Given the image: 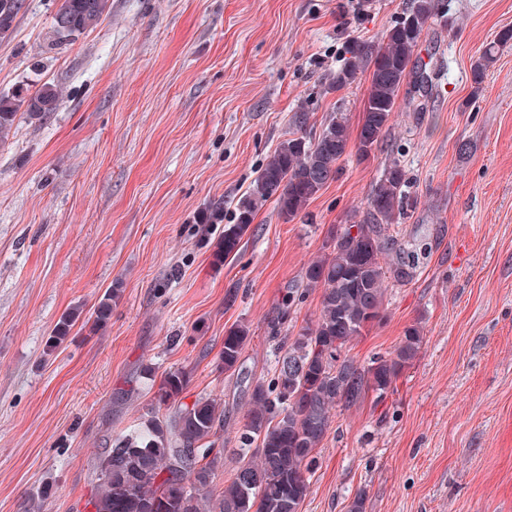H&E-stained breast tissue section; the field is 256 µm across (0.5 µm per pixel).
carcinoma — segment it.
<instances>
[{
  "label": "carcinoma",
  "mask_w": 512,
  "mask_h": 512,
  "mask_svg": "<svg viewBox=\"0 0 512 512\" xmlns=\"http://www.w3.org/2000/svg\"><path fill=\"white\" fill-rule=\"evenodd\" d=\"M23 0H0V39L8 37ZM64 23L53 22L49 39L68 44L95 28L108 0H64ZM439 0H410L400 21L376 46L363 40L348 43L350 57L328 74L329 89L337 92L356 82L362 68L370 69V87L356 136L358 160L364 161L387 133L401 85L412 77L422 89L432 87L425 70L413 60L418 43L440 14ZM512 43V29L490 43L472 65V81L480 90L488 67L499 50ZM63 94L52 84L31 93L19 88L0 96V142L8 138L19 111L41 119L57 111ZM351 132L345 113L325 118L318 134L292 136L279 143L262 165L249 191L235 205L234 223H224V199L212 200L197 216L210 232L223 225L214 242L213 260L222 264L236 254L258 210L276 203L287 222L296 219L309 201L338 173ZM406 174L394 161L372 185L368 212L359 224H346L329 244L330 252L305 271L306 285L321 289L316 321L301 327L288 344L269 382L256 383L245 416L242 458L218 497L211 495L215 471L224 450L218 434L224 412L213 398L183 401L189 374L170 370L152 381L155 408L140 426L117 435L97 457V484L87 505L91 512H299L309 489L307 459L319 447L332 422V412L362 403L369 395L378 404L394 390L421 344V329L410 326L399 346L387 355L361 364L345 353L348 343L384 318L386 274L397 282L411 278L410 266L397 259L390 266L382 255L392 250L388 226L404 213ZM121 290L108 289L93 312L92 327L103 328ZM78 315H65L49 347L63 342ZM249 336L243 324L224 336L219 355L222 370L236 371ZM258 443L254 454L248 446Z\"/></svg>",
  "instance_id": "carcinoma-1"
}]
</instances>
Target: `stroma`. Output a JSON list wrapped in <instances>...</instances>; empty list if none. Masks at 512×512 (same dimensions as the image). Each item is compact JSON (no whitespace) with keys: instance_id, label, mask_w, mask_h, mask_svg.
I'll use <instances>...</instances> for the list:
<instances>
[{"instance_id":"stroma-1","label":"stroma","mask_w":512,"mask_h":512,"mask_svg":"<svg viewBox=\"0 0 512 512\" xmlns=\"http://www.w3.org/2000/svg\"><path fill=\"white\" fill-rule=\"evenodd\" d=\"M59 2L23 0L0 40V94L49 83L64 97L44 119L18 113L0 143V512L38 497L40 512H86L99 452L151 411L149 370L186 369L187 400L220 402L222 489L252 384L319 314L306 268L363 220L394 160L412 205L388 234L414 274L385 281L383 320L348 354H388L412 325L422 344L393 395L334 416L300 512H348L358 495L364 512H512V46L481 89L471 74L512 28V0H442L415 52L431 95L404 82L370 159L348 149L294 221L267 202L219 267L197 213L234 205L298 106L310 129L337 110L358 127L368 72L338 93L324 76L350 39L380 43L407 0H110L57 47ZM116 283L104 330L78 323L49 348L64 314ZM240 323L251 333L231 374L218 356Z\"/></svg>"}]
</instances>
